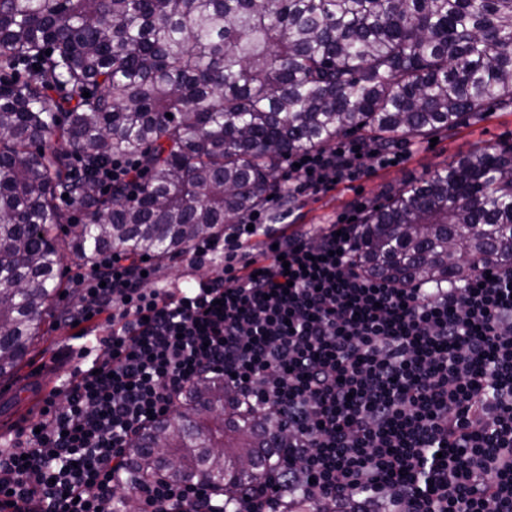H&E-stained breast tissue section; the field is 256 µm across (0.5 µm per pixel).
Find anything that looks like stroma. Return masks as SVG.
Masks as SVG:
<instances>
[{"mask_svg": "<svg viewBox=\"0 0 512 512\" xmlns=\"http://www.w3.org/2000/svg\"><path fill=\"white\" fill-rule=\"evenodd\" d=\"M512 143V107L496 106L484 120L462 126L453 131L438 134L437 144L429 141L410 143L408 157L399 165L375 168L358 179L343 181L330 191L302 196L281 207L271 205L276 220L270 221L269 229L277 235H289L297 231H312L348 212L356 204L372 205L389 192L421 178L427 172L447 165L460 156L477 148L496 149L503 142ZM80 267L72 260H64L63 275L67 284L64 297L57 307L60 315L47 318L45 334L33 351L19 365L10 382L21 386L28 373L40 366L48 355L75 344V330L67 320L70 310L82 301L77 284ZM224 273V257L216 254L200 265H189L184 257L158 262L154 265L152 285L156 288L189 286L203 277H217Z\"/></svg>", "mask_w": 512, "mask_h": 512, "instance_id": "stroma-1", "label": "stroma"}]
</instances>
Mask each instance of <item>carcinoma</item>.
Listing matches in <instances>:
<instances>
[{
	"label": "carcinoma",
	"mask_w": 512,
	"mask_h": 512,
	"mask_svg": "<svg viewBox=\"0 0 512 512\" xmlns=\"http://www.w3.org/2000/svg\"><path fill=\"white\" fill-rule=\"evenodd\" d=\"M510 104L512 0H0V379L43 335L65 255H184L266 207L291 154L351 135L390 150ZM120 159L136 184L102 191ZM64 204L87 222L62 236ZM490 259L512 266L509 143L360 219L356 266L398 286ZM178 404L130 444L135 483L200 474L231 512L288 447L278 419L219 377Z\"/></svg>",
	"instance_id": "cac0c4a2"
}]
</instances>
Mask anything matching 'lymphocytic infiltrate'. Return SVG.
<instances>
[{
    "label": "lymphocytic infiltrate",
    "instance_id": "obj_1",
    "mask_svg": "<svg viewBox=\"0 0 512 512\" xmlns=\"http://www.w3.org/2000/svg\"><path fill=\"white\" fill-rule=\"evenodd\" d=\"M342 138L290 155L292 196L403 161ZM245 266L188 288H154L148 262L104 254L70 314L89 368L0 455V512H224L221 490L155 475L129 484L127 449L192 384L224 378L241 408L289 434L270 478L237 512H286L299 493L322 512L350 499L391 512H512V268L479 265L461 286L397 287L358 269L348 215L316 232L270 235L265 214L230 226Z\"/></svg>",
    "mask_w": 512,
    "mask_h": 512
}]
</instances>
